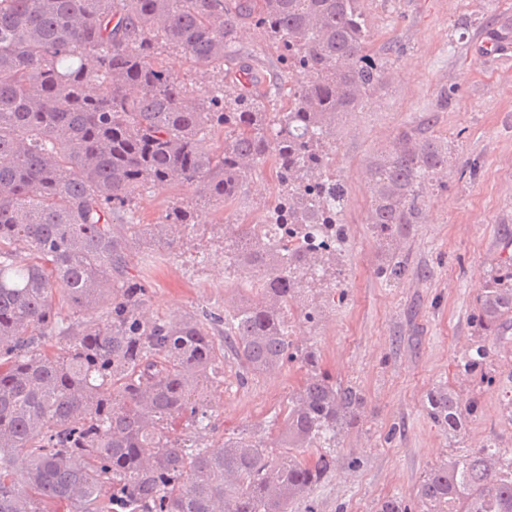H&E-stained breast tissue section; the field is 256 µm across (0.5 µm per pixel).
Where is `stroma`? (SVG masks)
<instances>
[{"mask_svg":"<svg viewBox=\"0 0 512 512\" xmlns=\"http://www.w3.org/2000/svg\"><path fill=\"white\" fill-rule=\"evenodd\" d=\"M361 8L366 49L382 81L357 111L339 118L325 145L331 173L347 188L340 215L346 239L336 254L346 279L290 303L287 320L290 343L317 347L323 370L356 389L362 403L357 424L339 440L333 470L292 512H376L390 497L419 512V484L437 461L490 442L512 449L502 412L512 397V330L489 343L490 379L459 367L472 341L477 292L512 255L503 236L512 230V65L480 48L483 36L512 27V0H361ZM237 47L257 89L275 108L286 107L297 77L275 44L248 24ZM404 131L447 142L448 166L424 190L420 224L400 238L405 275L390 280L368 224V169ZM276 196L267 165L241 183L232 207L200 202L191 183L143 192L134 209L141 223H161L176 203L200 212L178 244L144 245L136 254L131 272L146 278L143 315L176 320L231 306L240 275L224 260V237L238 225L263 223ZM240 371L225 355L224 382L209 403V444L263 435L306 376L297 360L245 383ZM439 387L477 402L457 448L428 416L427 396Z\"/></svg>","mask_w":512,"mask_h":512,"instance_id":"35a3bbf8","label":"stroma"}]
</instances>
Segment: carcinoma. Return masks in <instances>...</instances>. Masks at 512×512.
Masks as SVG:
<instances>
[{
	"label": "carcinoma",
	"instance_id": "cac0c4a2",
	"mask_svg": "<svg viewBox=\"0 0 512 512\" xmlns=\"http://www.w3.org/2000/svg\"><path fill=\"white\" fill-rule=\"evenodd\" d=\"M251 23L300 75L286 112L240 87L250 66L232 48ZM165 48L199 67V89L164 67ZM379 79L360 0H0V512H288L328 476L361 397L321 369L316 347L301 350L308 377L271 417L279 457L260 438L204 443L208 391L226 350L243 381L288 358V302L324 282L343 237L346 190L323 145ZM218 126L224 146L210 150ZM268 162L278 197L266 232L224 238L229 264L249 274L245 294L222 318L143 320L133 244L172 245L199 214L176 204L163 223L139 224L136 196L194 183L230 207ZM447 162L443 141L408 132L371 162L369 223L382 244L421 223L422 189ZM301 234L317 239L313 253L288 244ZM62 301L104 304L105 318L75 326ZM476 302L461 367L483 376L487 340L512 329L511 262ZM476 409L443 387L429 396L454 443ZM182 419L194 439L170 432ZM418 499L420 512H512V452L450 455Z\"/></svg>",
	"mask_w": 512,
	"mask_h": 512
}]
</instances>
